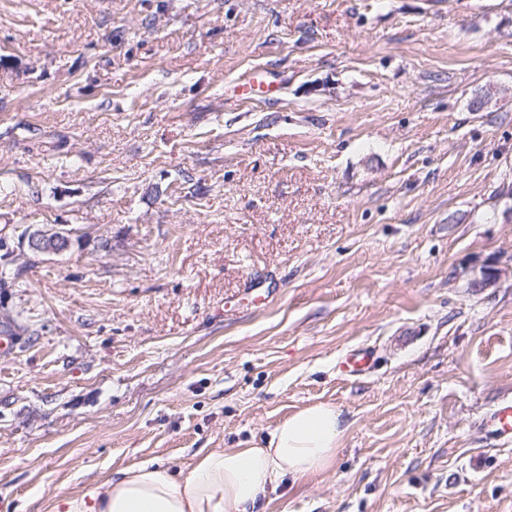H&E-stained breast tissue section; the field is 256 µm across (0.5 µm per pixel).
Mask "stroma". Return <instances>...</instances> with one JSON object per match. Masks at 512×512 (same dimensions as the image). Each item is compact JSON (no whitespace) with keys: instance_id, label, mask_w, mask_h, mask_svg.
I'll return each instance as SVG.
<instances>
[{"instance_id":"35a3bbf8","label":"stroma","mask_w":512,"mask_h":512,"mask_svg":"<svg viewBox=\"0 0 512 512\" xmlns=\"http://www.w3.org/2000/svg\"><path fill=\"white\" fill-rule=\"evenodd\" d=\"M53 224L0 512L317 403L338 456L263 512H512V0H0V237ZM376 362L374 352L367 347H357L342 355L337 362V372L347 378H358L369 373ZM485 420L493 436L506 442L512 440V399L500 402Z\"/></svg>"}]
</instances>
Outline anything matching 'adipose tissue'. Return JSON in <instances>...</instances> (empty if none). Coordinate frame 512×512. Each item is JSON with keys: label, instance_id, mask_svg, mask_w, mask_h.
<instances>
[{"label": "adipose tissue", "instance_id": "ef3b65f1", "mask_svg": "<svg viewBox=\"0 0 512 512\" xmlns=\"http://www.w3.org/2000/svg\"><path fill=\"white\" fill-rule=\"evenodd\" d=\"M330 404L302 408L282 420L265 447L215 449L182 477L142 463L82 492L57 499L55 512H253L267 490L330 469L345 432Z\"/></svg>", "mask_w": 512, "mask_h": 512}]
</instances>
